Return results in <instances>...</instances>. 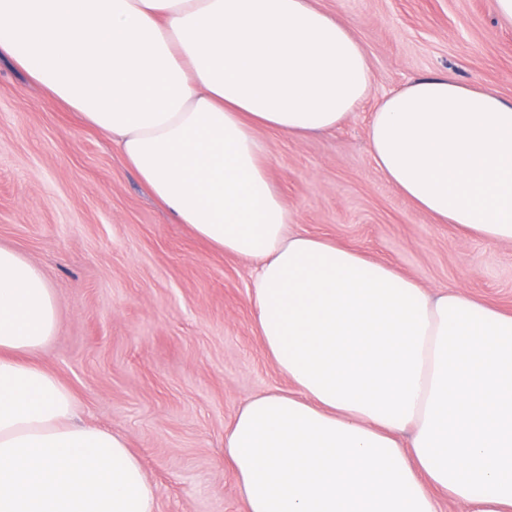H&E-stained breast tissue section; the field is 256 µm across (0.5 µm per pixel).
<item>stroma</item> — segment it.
Listing matches in <instances>:
<instances>
[{
  "mask_svg": "<svg viewBox=\"0 0 512 512\" xmlns=\"http://www.w3.org/2000/svg\"><path fill=\"white\" fill-rule=\"evenodd\" d=\"M351 24L372 91L328 132H262L294 231L392 265L429 291L512 308V243L439 224L376 168L383 97L449 74L512 100V25L495 0H317ZM0 246L37 265L60 326L39 361L82 420L121 434L157 512H244L224 437L257 394L287 389L255 333L251 263L195 237L148 194L102 133L0 58Z\"/></svg>",
  "mask_w": 512,
  "mask_h": 512,
  "instance_id": "stroma-1",
  "label": "stroma"
}]
</instances>
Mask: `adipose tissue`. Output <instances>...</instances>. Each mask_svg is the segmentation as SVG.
Here are the masks:
<instances>
[{
  "instance_id": "obj_1",
  "label": "adipose tissue",
  "mask_w": 512,
  "mask_h": 512,
  "mask_svg": "<svg viewBox=\"0 0 512 512\" xmlns=\"http://www.w3.org/2000/svg\"><path fill=\"white\" fill-rule=\"evenodd\" d=\"M0 54L107 135L198 238L255 266V331L286 390L224 446L246 512H512V311L429 292L289 228L260 130L305 139L369 94L352 28L313 0H0ZM376 167L438 223L512 241V100L448 75L380 101ZM58 302L0 246V512H156L126 439L38 362Z\"/></svg>"
}]
</instances>
